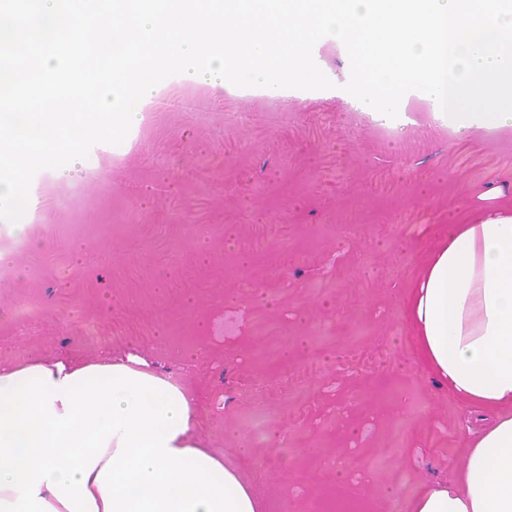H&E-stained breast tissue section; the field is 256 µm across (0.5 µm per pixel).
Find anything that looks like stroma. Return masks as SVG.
Segmentation results:
<instances>
[{"label": "stroma", "mask_w": 512, "mask_h": 512, "mask_svg": "<svg viewBox=\"0 0 512 512\" xmlns=\"http://www.w3.org/2000/svg\"><path fill=\"white\" fill-rule=\"evenodd\" d=\"M313 57L333 88L179 81L80 177L39 171L41 209L0 220V367L136 345L204 388L200 441L263 512H391L451 482L482 423L418 363L402 301L481 193L512 199V130L452 135L432 105L380 138L343 43Z\"/></svg>", "instance_id": "1"}]
</instances>
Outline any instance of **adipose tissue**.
<instances>
[{"instance_id": "1", "label": "adipose tissue", "mask_w": 512, "mask_h": 512, "mask_svg": "<svg viewBox=\"0 0 512 512\" xmlns=\"http://www.w3.org/2000/svg\"><path fill=\"white\" fill-rule=\"evenodd\" d=\"M404 314L420 364L493 417L465 435L456 481L424 485L407 512H512V204L449 225ZM200 400L136 346L0 368V512H261L239 470L197 440Z\"/></svg>"}]
</instances>
